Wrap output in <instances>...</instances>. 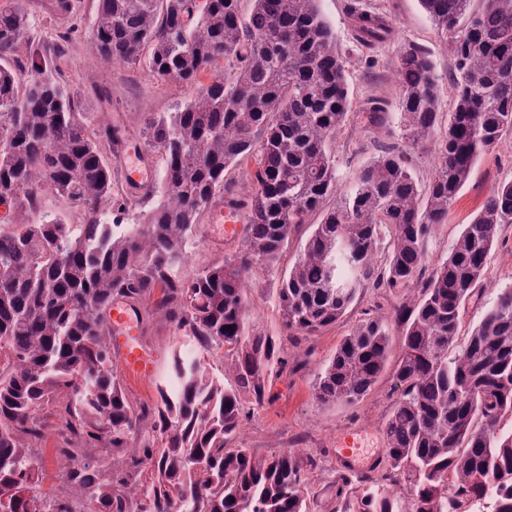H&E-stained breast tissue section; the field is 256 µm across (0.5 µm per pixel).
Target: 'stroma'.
Returning a JSON list of instances; mask_svg holds the SVG:
<instances>
[{
  "label": "stroma",
  "mask_w": 512,
  "mask_h": 512,
  "mask_svg": "<svg viewBox=\"0 0 512 512\" xmlns=\"http://www.w3.org/2000/svg\"><path fill=\"white\" fill-rule=\"evenodd\" d=\"M376 11L385 13L395 34L390 42L368 50L357 46L347 15L349 0H320L319 6L332 26L338 43L348 59L349 90L355 109L336 138L337 187H350L358 173L380 152L383 144L395 141L399 133L400 86L398 58L410 43L426 48L432 55L440 84L442 111H451L453 95L448 73L451 56L419 0H365ZM37 39L61 44L64 52L58 63L57 78L74 91L79 112L100 123H115L123 128L126 142L144 145V129L149 120L163 112L179 111L192 95L191 90L175 87L156 78L145 63L116 65L96 55L90 32L96 11L95 0H81L80 9L71 16L55 12V0H24ZM387 104V124L382 128L364 127L357 111L372 98ZM512 180V132L503 135L498 146L483 156L469 182L460 193L447 223L438 225L430 239L429 258L438 261L479 206L498 183ZM307 237L299 232L290 240L278 271L253 269L249 276L248 302L252 319L260 331L277 336L281 329L275 306L276 290L288 266ZM200 246L193 264L183 275L196 268L223 261L237 252L242 238L222 237L212 215H205L197 228ZM512 283V224L500 225L497 242L490 253L479 303L469 304L460 325L461 336H468L482 309L497 298L500 288ZM398 299L374 288L362 291L358 301L336 327L308 337L298 346L288 347V365L273 382L274 398L264 407L249 412L239 436L247 447L268 455L297 450L311 455L318 463L308 473L311 512H333L336 472L342 465L338 456L341 439L354 435L363 446V455L354 468L364 471L383 455V428L398 397L391 374H384L372 391L360 402L324 406L312 395V382L319 368L334 353L339 340L362 319L379 307L397 305ZM140 344L149 365L139 375L129 374L121 354L113 362L127 396L135 404H151L157 399L156 385L167 374L172 355L180 343L172 327L155 317L139 326Z\"/></svg>",
  "instance_id": "obj_1"
}]
</instances>
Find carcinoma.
I'll return each instance as SVG.
<instances>
[{"label": "carcinoma", "mask_w": 512, "mask_h": 512, "mask_svg": "<svg viewBox=\"0 0 512 512\" xmlns=\"http://www.w3.org/2000/svg\"><path fill=\"white\" fill-rule=\"evenodd\" d=\"M98 0L92 42L105 61H145L187 87L182 110L154 117L148 146L163 165L145 223L124 232L106 217L107 164L118 130L77 116L55 77L58 45L30 37L22 0H0V204L38 208L48 189L82 223L43 215L0 224V512H309L308 468L295 451L267 456L238 443L244 402L272 400L288 364L279 339L253 329L248 275L278 268L290 239L312 228L276 292L288 336L336 324L367 286L401 298L366 314L315 374L318 403L355 404L388 368L399 396L384 456L336 475V512H512V285L500 289L465 344L458 327L479 294L497 227L512 224V181L462 225L448 256L422 271L435 227L478 160L512 131V0H420L452 57L453 110L440 111L431 54L399 57L400 134L336 206L332 144L352 110L346 61L319 0ZM356 39L389 41L386 18L350 0ZM26 47L20 80L11 58ZM372 98L361 119L385 124ZM435 140L426 187L412 152ZM247 166L250 191L225 203L245 212L242 249L184 276L183 255L224 171ZM184 343L152 406L133 405L112 361L106 311L141 306ZM224 350V372L207 362ZM55 417L61 447L93 463L68 472L67 497L34 492L35 448Z\"/></svg>", "instance_id": "carcinoma-1"}]
</instances>
